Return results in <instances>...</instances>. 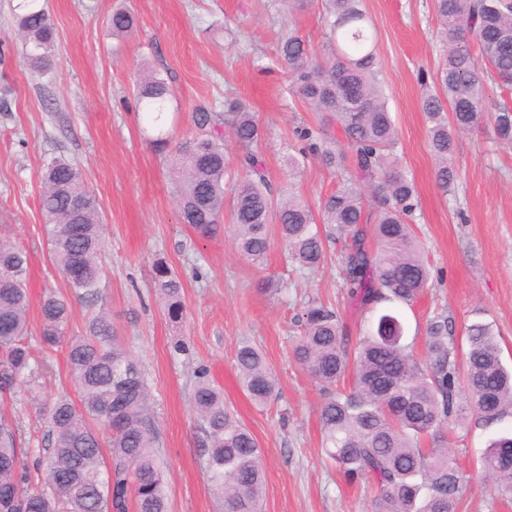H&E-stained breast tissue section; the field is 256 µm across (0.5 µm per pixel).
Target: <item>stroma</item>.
<instances>
[{"label":"stroma","instance_id":"stroma-1","mask_svg":"<svg viewBox=\"0 0 512 512\" xmlns=\"http://www.w3.org/2000/svg\"><path fill=\"white\" fill-rule=\"evenodd\" d=\"M57 37L52 67L27 65L16 34V0H0V233L30 258L32 330L39 305L56 293L71 302L69 335L104 311L143 371L161 441L169 512H219L207 480V436L191 403L195 371L205 367L224 403L256 437L266 475L264 512H369L374 495L348 484L322 448L323 393L294 360L295 320L316 300L340 309L351 333L360 319L344 301L336 246L315 271L297 269L279 239L262 263L240 259L223 233L197 237L182 224L153 130L136 106L140 69L160 74L173 92L164 128L170 144L195 133L197 108L222 110L225 96L243 101L263 128L262 158L275 194L293 191L312 205L334 192V175L307 161L292 177L288 155L296 128L319 121L287 91L285 69H266L280 37L298 34L321 50L319 5L301 12L275 0H43ZM127 7L135 30L113 36L112 11ZM377 33L376 55L388 109L398 131L395 152L418 196L413 224L431 269V286L406 309L407 341L424 351L427 321L446 314L454 336L467 324L488 323L512 368V146L492 128L457 135L450 164L452 191L436 182L425 116L424 87L444 60L434 0H363ZM82 171L104 225L101 299L75 297L53 266L39 195L40 175L53 159ZM165 263L182 284L183 317L171 320L157 290ZM262 350L279 380V395L256 405L235 366L241 340ZM62 353L47 355L36 381L5 404L34 464L48 443L36 401L73 392ZM512 429L461 419L448 450L466 471L459 512H512V494L488 481L478 460L489 440Z\"/></svg>","mask_w":512,"mask_h":512}]
</instances>
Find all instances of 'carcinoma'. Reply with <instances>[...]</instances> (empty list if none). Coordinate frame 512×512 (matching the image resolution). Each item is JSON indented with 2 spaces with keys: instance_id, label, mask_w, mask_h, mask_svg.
I'll use <instances>...</instances> for the list:
<instances>
[{
  "instance_id": "carcinoma-1",
  "label": "carcinoma",
  "mask_w": 512,
  "mask_h": 512,
  "mask_svg": "<svg viewBox=\"0 0 512 512\" xmlns=\"http://www.w3.org/2000/svg\"><path fill=\"white\" fill-rule=\"evenodd\" d=\"M326 48L281 38L268 66L288 70L292 93L321 116V125L298 133L302 158L310 156L336 174V191L319 208L293 194L272 196L262 159L263 132L239 99L224 97V111H196L198 132L169 155L182 223L203 239L221 228L228 145L234 143L241 177L234 186L230 230L236 252L258 261L270 247L268 224L276 221L288 258L304 269L319 267L326 243L342 245V277L364 329L349 330L337 308L308 303L293 346L295 360L325 392L320 423L326 454L348 481H368L376 494L370 512H458L465 474L448 452L458 420L473 414L486 424L512 415V370L491 327H466L459 352L448 317L436 314L425 330V358L405 343L398 309L429 287L430 272L412 220L418 206L414 181L394 154L397 130L375 68L376 39L362 0H321ZM446 47L437 85L422 93L436 180L448 191L455 136L479 127L487 112L485 77L512 88V0H436ZM19 34L36 72L56 53L54 28L39 0H17ZM115 35L135 28L134 15L112 13ZM143 121L159 122L171 90L158 74H143L135 90ZM338 125L343 147L326 133ZM497 142L512 145V106L491 115ZM40 208L50 259L68 287L98 298L103 224L96 199L70 162L56 159L42 175ZM27 251L0 236V398L38 377L30 345ZM158 290L168 314L183 315L180 285L165 266ZM69 303L54 294L40 303L44 351L64 350L78 399L61 395L44 409L50 424L45 464L37 476L12 418L0 412V512H168L163 463L143 374L118 341L108 315L92 317L79 337L66 334ZM236 368L250 398L265 404L277 380L262 352L244 341ZM351 376L352 387L338 384ZM192 405L207 437L208 481L224 512H261L265 493L262 450L254 435L224 406V394L196 371ZM481 465L486 476L512 492V432L490 439Z\"/></svg>"
}]
</instances>
